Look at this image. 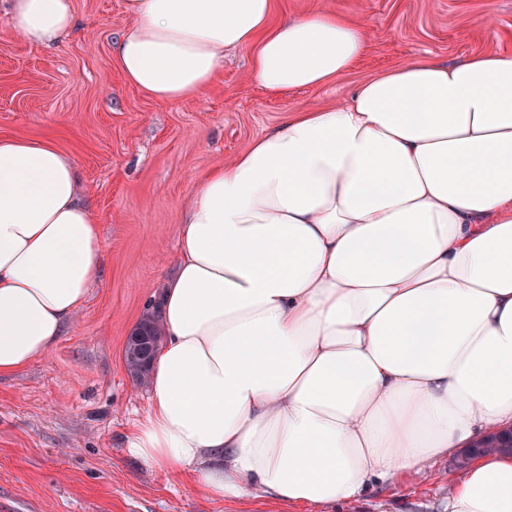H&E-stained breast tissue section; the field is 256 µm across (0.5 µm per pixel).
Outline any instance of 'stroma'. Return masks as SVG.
I'll return each instance as SVG.
<instances>
[{"mask_svg": "<svg viewBox=\"0 0 512 512\" xmlns=\"http://www.w3.org/2000/svg\"><path fill=\"white\" fill-rule=\"evenodd\" d=\"M369 19L368 49L323 88L272 94L248 49L225 52L198 96L159 103L129 86L112 44L124 0H73L78 27L34 43L0 11V136L48 138L70 155L101 231L104 270L54 346L0 377V512H446L459 471L443 459L351 505L294 507L256 492L224 499L132 457L125 437L150 405L124 347L173 269L183 201L208 171L293 112L333 106L412 59L512 55V0H336ZM493 12L492 29L481 18Z\"/></svg>", "mask_w": 512, "mask_h": 512, "instance_id": "1", "label": "stroma"}]
</instances>
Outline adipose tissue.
I'll return each mask as SVG.
<instances>
[{"label": "adipose tissue", "instance_id": "ef3b65f1", "mask_svg": "<svg viewBox=\"0 0 512 512\" xmlns=\"http://www.w3.org/2000/svg\"><path fill=\"white\" fill-rule=\"evenodd\" d=\"M112 48L126 81L198 95L250 47L265 90L325 86L367 48V22L273 0H125ZM48 43L73 0H8ZM102 275L73 159L0 138V375L43 356ZM164 340L130 455L208 493L292 506L372 485L512 429V56L409 60L345 103L288 115L182 206ZM448 512H512V456L475 459Z\"/></svg>", "mask_w": 512, "mask_h": 512}]
</instances>
